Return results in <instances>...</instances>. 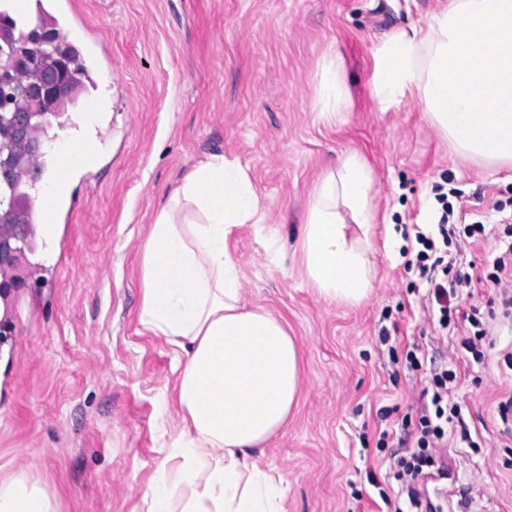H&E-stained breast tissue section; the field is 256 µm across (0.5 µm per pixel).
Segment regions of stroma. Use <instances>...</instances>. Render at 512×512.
I'll use <instances>...</instances> for the list:
<instances>
[{"instance_id": "35a3bbf8", "label": "stroma", "mask_w": 512, "mask_h": 512, "mask_svg": "<svg viewBox=\"0 0 512 512\" xmlns=\"http://www.w3.org/2000/svg\"><path fill=\"white\" fill-rule=\"evenodd\" d=\"M89 50L78 108L108 107L96 169L73 170L68 203L13 295L0 337V478L36 469L58 512H141L142 490L179 427L173 352L138 323L140 246L160 206L200 161L237 158L266 203L261 226L230 247L247 307L282 316L300 349L302 392L261 462L287 485L284 512H386L431 370L453 366L457 432L437 454L448 505L512 512V432L497 414L512 395V317L491 325L482 362L464 328L440 329L414 263L417 233L442 214L433 188L455 189L454 224L483 240L452 251L455 269L491 271L512 225V164L460 160L414 99L380 111L374 54L393 31L424 24L438 0H42ZM340 54L346 121L313 108L324 58ZM357 150L378 218L367 253L373 291L336 304L310 287L301 228L316 182ZM415 351L420 367L406 359ZM377 485H369L367 471Z\"/></svg>"}]
</instances>
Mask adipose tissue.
Returning a JSON list of instances; mask_svg holds the SVG:
<instances>
[{"label":"adipose tissue","instance_id":"obj_1","mask_svg":"<svg viewBox=\"0 0 512 512\" xmlns=\"http://www.w3.org/2000/svg\"><path fill=\"white\" fill-rule=\"evenodd\" d=\"M342 71L335 55L321 67L315 107L329 121L347 109ZM408 95L464 159L512 162V0H442L423 26L394 32L375 53L373 96L384 111ZM373 190L365 158L348 151L311 193L302 261L324 299L372 293ZM265 209L240 161L213 155L149 226L138 321L173 349L183 427L144 487L145 512H283L284 480L259 456L299 403L300 353L280 316L243 303L228 248ZM0 512L57 506L28 470L0 480Z\"/></svg>","mask_w":512,"mask_h":512}]
</instances>
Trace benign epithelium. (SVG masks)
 <instances>
[{
  "label": "benign epithelium",
  "instance_id": "1",
  "mask_svg": "<svg viewBox=\"0 0 512 512\" xmlns=\"http://www.w3.org/2000/svg\"><path fill=\"white\" fill-rule=\"evenodd\" d=\"M31 44L34 53L15 46L0 29V112L13 105L7 122L13 139L30 155L39 156L42 142L34 135L32 119L48 121L57 116L56 108L65 104L77 78L63 69L64 41L59 34L40 26ZM29 232V225L18 224L10 234L0 236V276L17 288L25 282L23 241Z\"/></svg>",
  "mask_w": 512,
  "mask_h": 512
}]
</instances>
